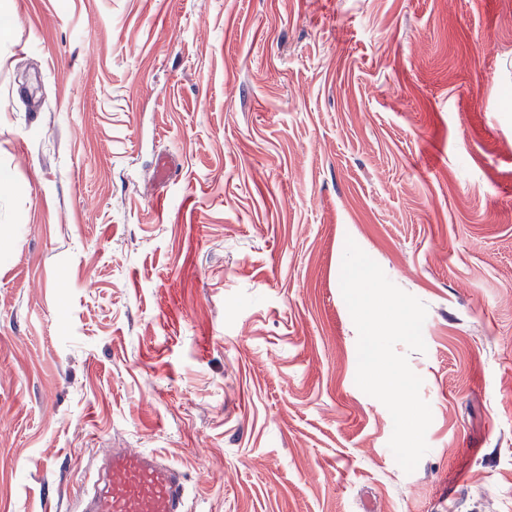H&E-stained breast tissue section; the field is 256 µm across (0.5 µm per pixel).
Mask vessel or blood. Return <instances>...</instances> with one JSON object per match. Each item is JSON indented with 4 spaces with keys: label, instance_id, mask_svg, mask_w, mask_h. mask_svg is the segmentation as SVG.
I'll use <instances>...</instances> for the list:
<instances>
[{
    "label": "vessel or blood",
    "instance_id": "vessel-or-blood-1",
    "mask_svg": "<svg viewBox=\"0 0 512 512\" xmlns=\"http://www.w3.org/2000/svg\"><path fill=\"white\" fill-rule=\"evenodd\" d=\"M74 512H185L186 479L151 452L112 448Z\"/></svg>",
    "mask_w": 512,
    "mask_h": 512
}]
</instances>
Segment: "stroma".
<instances>
[{
  "label": "stroma",
  "instance_id": "obj_1",
  "mask_svg": "<svg viewBox=\"0 0 512 512\" xmlns=\"http://www.w3.org/2000/svg\"><path fill=\"white\" fill-rule=\"evenodd\" d=\"M1 18L0 512H72L110 448L191 512H512V0ZM349 238L427 307L409 474L355 383Z\"/></svg>",
  "mask_w": 512,
  "mask_h": 512
}]
</instances>
